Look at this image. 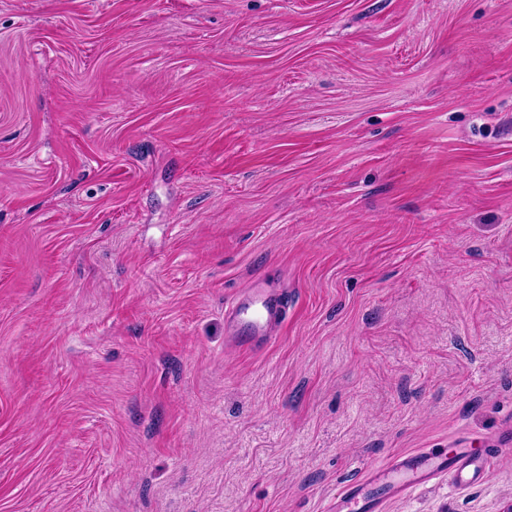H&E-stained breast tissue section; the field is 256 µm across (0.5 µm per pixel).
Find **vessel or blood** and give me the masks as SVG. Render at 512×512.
Masks as SVG:
<instances>
[{
    "label": "vessel or blood",
    "mask_w": 512,
    "mask_h": 512,
    "mask_svg": "<svg viewBox=\"0 0 512 512\" xmlns=\"http://www.w3.org/2000/svg\"><path fill=\"white\" fill-rule=\"evenodd\" d=\"M285 310L282 294L253 289L248 304H235L224 313L227 324L240 323L248 329L247 335L231 336V343L248 347L254 338L269 340ZM489 466V449L474 447L469 440L438 455L417 450L396 459L383 474L371 476L367 485L348 488L337 498L332 512H381L386 500L410 493L438 475L450 477L457 486L470 487L483 481Z\"/></svg>",
    "instance_id": "vessel-or-blood-1"
}]
</instances>
